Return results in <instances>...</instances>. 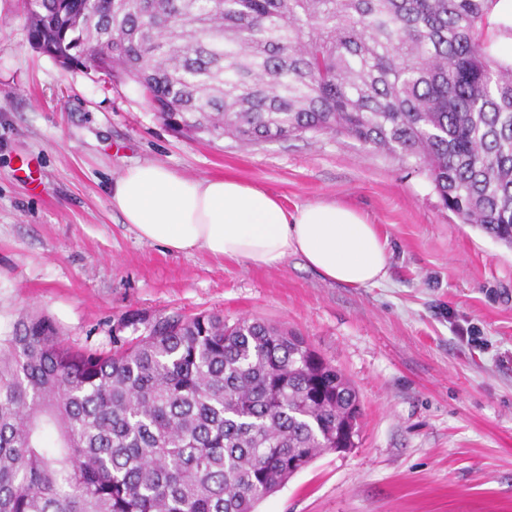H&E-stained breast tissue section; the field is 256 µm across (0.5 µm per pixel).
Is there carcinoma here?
Returning a JSON list of instances; mask_svg holds the SVG:
<instances>
[{
  "mask_svg": "<svg viewBox=\"0 0 512 512\" xmlns=\"http://www.w3.org/2000/svg\"><path fill=\"white\" fill-rule=\"evenodd\" d=\"M497 0H26L28 39L126 75L167 124L250 144L344 135L414 162L512 247V62ZM112 350L25 314L0 341V512H255L361 410L304 336L176 314ZM494 22L502 32L501 37L498 33L485 29V36L493 44V49L499 59L510 61V53L501 47L500 39L509 47H512V35L508 29H512V0H498L496 3V12Z\"/></svg>",
  "mask_w": 512,
  "mask_h": 512,
  "instance_id": "carcinoma-1",
  "label": "carcinoma"
}]
</instances>
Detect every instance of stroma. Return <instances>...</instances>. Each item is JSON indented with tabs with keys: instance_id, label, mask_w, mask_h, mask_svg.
Here are the masks:
<instances>
[{
	"instance_id": "stroma-1",
	"label": "stroma",
	"mask_w": 512,
	"mask_h": 512,
	"mask_svg": "<svg viewBox=\"0 0 512 512\" xmlns=\"http://www.w3.org/2000/svg\"><path fill=\"white\" fill-rule=\"evenodd\" d=\"M147 163L257 184L291 210L356 208L388 242L387 277L349 288L298 255L255 268L141 240L108 186ZM24 313L104 351L131 316L301 332L357 391L360 432L257 512H512V249L443 208L424 172L347 137L182 133L132 80L107 87L35 49L22 0H0V338Z\"/></svg>"
}]
</instances>
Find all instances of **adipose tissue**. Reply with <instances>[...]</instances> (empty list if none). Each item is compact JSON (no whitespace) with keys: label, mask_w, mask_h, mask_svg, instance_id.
Listing matches in <instances>:
<instances>
[{"label":"adipose tissue","mask_w":512,"mask_h":512,"mask_svg":"<svg viewBox=\"0 0 512 512\" xmlns=\"http://www.w3.org/2000/svg\"><path fill=\"white\" fill-rule=\"evenodd\" d=\"M109 193L113 210L139 238L171 251H202L265 268L298 254L324 278L350 288L386 277V242L376 225L340 203L312 202L291 213L261 187L189 178L160 164L128 168Z\"/></svg>","instance_id":"obj_1"}]
</instances>
